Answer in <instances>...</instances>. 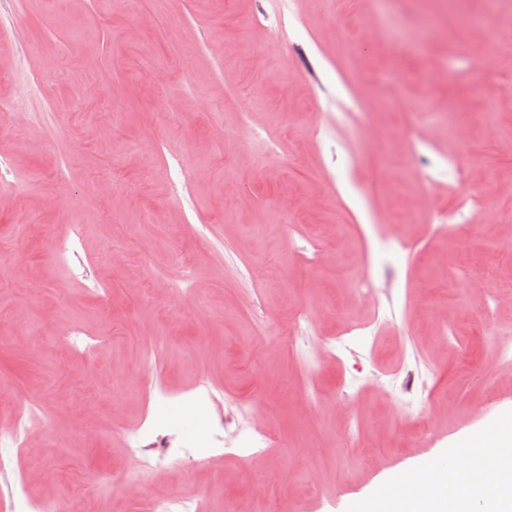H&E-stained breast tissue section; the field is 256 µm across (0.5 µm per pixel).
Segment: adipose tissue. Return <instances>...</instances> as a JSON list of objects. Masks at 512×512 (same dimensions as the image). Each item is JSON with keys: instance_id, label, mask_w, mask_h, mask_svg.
I'll use <instances>...</instances> for the list:
<instances>
[{"instance_id": "obj_1", "label": "adipose tissue", "mask_w": 512, "mask_h": 512, "mask_svg": "<svg viewBox=\"0 0 512 512\" xmlns=\"http://www.w3.org/2000/svg\"><path fill=\"white\" fill-rule=\"evenodd\" d=\"M466 447L471 457L490 468L497 487L494 495H486L477 481L462 479L455 470L421 461L413 470L428 477L432 492L382 499L379 512H512V440L484 433L471 437Z\"/></svg>"}]
</instances>
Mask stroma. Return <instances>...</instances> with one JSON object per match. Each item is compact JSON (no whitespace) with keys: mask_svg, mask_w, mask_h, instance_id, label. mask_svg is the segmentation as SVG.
<instances>
[{"mask_svg":"<svg viewBox=\"0 0 512 512\" xmlns=\"http://www.w3.org/2000/svg\"><path fill=\"white\" fill-rule=\"evenodd\" d=\"M369 9L11 0L0 12V102L42 87L27 127L0 124V460L14 483L0 512L47 497L59 512H153L163 497L353 512L412 459H443L512 416V307L469 294L512 291V96L497 90L512 82L500 49L512 4L406 14L378 0L380 38ZM355 100L371 140L336 122ZM410 128L435 170L463 139L462 189L484 203L468 227L433 231L457 198L447 180L426 199L405 178ZM101 180L120 207L96 197ZM318 249L329 268L298 262ZM366 271L391 283L375 313L349 288ZM203 386L224 408L268 411L275 441L202 447ZM162 421L184 453L145 466L135 450Z\"/></svg>","mask_w":512,"mask_h":512,"instance_id":"stroma-1","label":"stroma"}]
</instances>
